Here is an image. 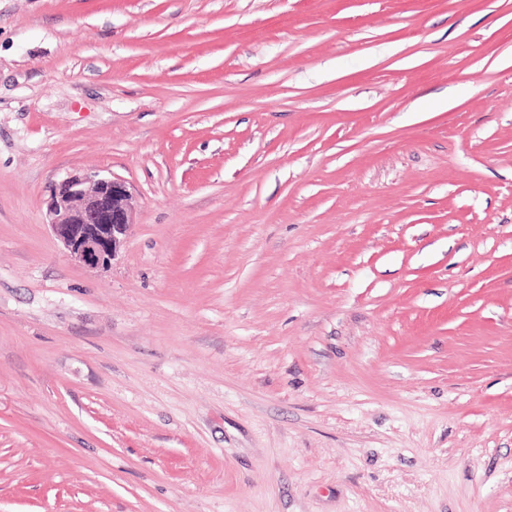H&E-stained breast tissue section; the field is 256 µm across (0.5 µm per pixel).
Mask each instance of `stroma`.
<instances>
[{"label":"stroma","instance_id":"1","mask_svg":"<svg viewBox=\"0 0 512 512\" xmlns=\"http://www.w3.org/2000/svg\"><path fill=\"white\" fill-rule=\"evenodd\" d=\"M0 512H512V0H0ZM134 189L100 173L72 175L52 189L47 223L66 253L92 269H107L120 254L133 224Z\"/></svg>","mask_w":512,"mask_h":512}]
</instances>
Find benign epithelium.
I'll return each instance as SVG.
<instances>
[{
	"label": "benign epithelium",
	"instance_id": "7a95c632",
	"mask_svg": "<svg viewBox=\"0 0 512 512\" xmlns=\"http://www.w3.org/2000/svg\"><path fill=\"white\" fill-rule=\"evenodd\" d=\"M136 207L134 189L107 175H72L52 189L47 224L66 253L92 269H107L120 254Z\"/></svg>",
	"mask_w": 512,
	"mask_h": 512
}]
</instances>
